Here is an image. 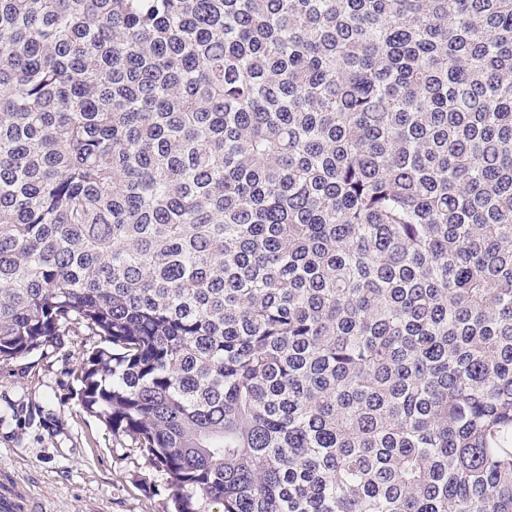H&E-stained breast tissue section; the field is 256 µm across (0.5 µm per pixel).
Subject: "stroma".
I'll return each instance as SVG.
<instances>
[{
  "label": "stroma",
  "instance_id": "35a3bbf8",
  "mask_svg": "<svg viewBox=\"0 0 512 512\" xmlns=\"http://www.w3.org/2000/svg\"><path fill=\"white\" fill-rule=\"evenodd\" d=\"M97 344L76 324L61 348L0 366V489L39 512H168L162 475L76 395L71 371Z\"/></svg>",
  "mask_w": 512,
  "mask_h": 512
}]
</instances>
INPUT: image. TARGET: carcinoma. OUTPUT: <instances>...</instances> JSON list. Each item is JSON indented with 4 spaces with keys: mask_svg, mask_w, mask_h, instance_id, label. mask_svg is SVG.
<instances>
[{
    "mask_svg": "<svg viewBox=\"0 0 512 512\" xmlns=\"http://www.w3.org/2000/svg\"><path fill=\"white\" fill-rule=\"evenodd\" d=\"M174 512H512V0H0V366Z\"/></svg>",
    "mask_w": 512,
    "mask_h": 512,
    "instance_id": "carcinoma-1",
    "label": "carcinoma"
}]
</instances>
